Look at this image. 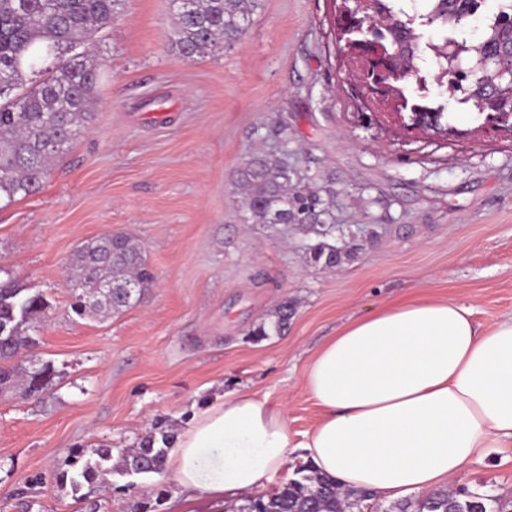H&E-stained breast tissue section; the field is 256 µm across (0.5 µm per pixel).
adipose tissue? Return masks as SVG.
I'll list each match as a JSON object with an SVG mask.
<instances>
[{
    "label": "adipose tissue",
    "instance_id": "1",
    "mask_svg": "<svg viewBox=\"0 0 512 512\" xmlns=\"http://www.w3.org/2000/svg\"><path fill=\"white\" fill-rule=\"evenodd\" d=\"M305 388L322 411L302 443L318 471L383 499L430 493L483 450L512 447V314L483 329L450 300L383 306L323 343ZM291 448L284 408L238 395L187 425L168 466L180 494L220 505Z\"/></svg>",
    "mask_w": 512,
    "mask_h": 512
}]
</instances>
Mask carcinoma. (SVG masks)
Here are the masks:
<instances>
[{
    "label": "carcinoma",
    "mask_w": 512,
    "mask_h": 512,
    "mask_svg": "<svg viewBox=\"0 0 512 512\" xmlns=\"http://www.w3.org/2000/svg\"><path fill=\"white\" fill-rule=\"evenodd\" d=\"M125 0H0V202L38 192L54 162L66 155L93 119L102 63L81 51L82 45L112 24ZM397 0H368L356 26L338 24L342 50L373 41L381 44L398 77L394 95L409 112L448 111L458 98L491 120L512 119V81L501 71L512 67V0H494L489 34L475 45L466 35L487 0H420L422 9L408 13ZM176 27L171 47L185 58L204 57L237 40L250 26L255 0H171ZM440 32L441 73L433 76L441 101L423 94L414 80L420 45L428 30ZM42 72L39 82L28 74ZM248 188L247 208L266 224H296L307 238L301 243L309 261L334 267L351 257L354 248L333 243V210L315 194L288 188V168L276 156H258L239 172ZM69 286L73 311L109 316L141 304L154 274L141 247L122 233H109L82 244L75 252ZM106 282L118 285L108 295ZM133 282L132 295L119 285ZM50 308L39 292L31 293L13 279L0 280V391L31 397L53 386L50 363L20 358L37 345L34 333ZM293 304L283 300L261 323L259 336L280 335L288 329ZM176 431L158 426L134 448L99 446L81 450L66 461L59 479L77 490L84 483L109 485L108 476H163ZM118 462H113V459ZM371 493L343 488L336 480L300 466L276 491L246 500L238 512H353ZM385 512H512V500L479 494L462 487L435 490L416 500H402Z\"/></svg>",
    "instance_id": "cac0c4a2"
}]
</instances>
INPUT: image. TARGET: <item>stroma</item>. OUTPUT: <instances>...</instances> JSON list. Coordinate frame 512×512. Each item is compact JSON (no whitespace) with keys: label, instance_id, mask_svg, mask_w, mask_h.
I'll return each instance as SVG.
<instances>
[{"label":"stroma","instance_id":"1","mask_svg":"<svg viewBox=\"0 0 512 512\" xmlns=\"http://www.w3.org/2000/svg\"><path fill=\"white\" fill-rule=\"evenodd\" d=\"M170 0H126L98 34L105 60L94 119L41 189L0 203V273L43 292L50 309L34 355L52 390L0 398V512H134L163 477L57 482L66 458L131 448L162 421L176 429L248 393L284 404L297 447L265 484L305 464L320 417L306 369L348 320L408 296L473 308L486 328L512 313V136L451 102V135L369 123L336 42L332 0H257L245 35L194 61L170 47ZM294 185L332 204L357 250L311 264L292 224L249 219L238 171L279 151ZM115 231L142 245L155 281L122 314L78 316L76 248ZM295 304L284 335L255 327ZM512 499V448H489L452 480Z\"/></svg>","mask_w":512,"mask_h":512}]
</instances>
